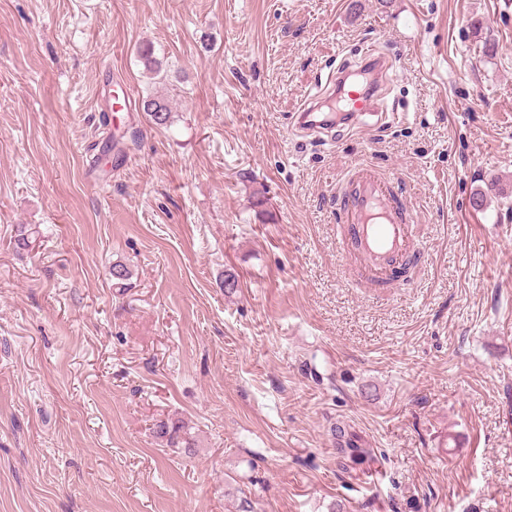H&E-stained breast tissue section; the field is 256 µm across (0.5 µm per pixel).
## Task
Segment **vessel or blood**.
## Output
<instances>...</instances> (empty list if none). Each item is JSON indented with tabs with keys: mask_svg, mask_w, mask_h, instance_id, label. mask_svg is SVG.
Returning <instances> with one entry per match:
<instances>
[{
	"mask_svg": "<svg viewBox=\"0 0 512 512\" xmlns=\"http://www.w3.org/2000/svg\"><path fill=\"white\" fill-rule=\"evenodd\" d=\"M377 100L378 87L374 84L349 91L346 106L351 121L383 120ZM291 124L304 134L330 139L337 126L335 113L319 111L314 98L292 114ZM339 197L347 218L344 236L355 247L363 280L368 286L382 287L412 255L418 237L414 216L395 200L390 179L368 166L357 168L344 180Z\"/></svg>",
	"mask_w": 512,
	"mask_h": 512,
	"instance_id": "b4317fda",
	"label": "vessel or blood"
}]
</instances>
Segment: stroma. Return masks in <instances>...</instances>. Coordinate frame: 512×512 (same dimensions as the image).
Wrapping results in <instances>:
<instances>
[{"label": "stroma", "mask_w": 512, "mask_h": 512, "mask_svg": "<svg viewBox=\"0 0 512 512\" xmlns=\"http://www.w3.org/2000/svg\"><path fill=\"white\" fill-rule=\"evenodd\" d=\"M371 46L389 124L291 130ZM357 165L419 224L388 288L342 259ZM339 506L512 512V0H0V512ZM331 432L336 450V464L340 468L344 470L358 469L363 472L371 469V465L375 463L376 459L374 450L369 448L358 434L339 426H336Z\"/></svg>", "instance_id": "1"}]
</instances>
